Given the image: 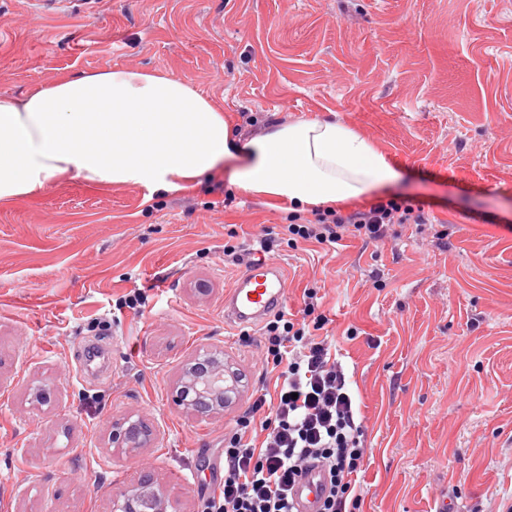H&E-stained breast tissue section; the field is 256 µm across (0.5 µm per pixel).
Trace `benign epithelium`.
Returning a JSON list of instances; mask_svg holds the SVG:
<instances>
[{"instance_id": "1", "label": "benign epithelium", "mask_w": 512, "mask_h": 512, "mask_svg": "<svg viewBox=\"0 0 512 512\" xmlns=\"http://www.w3.org/2000/svg\"><path fill=\"white\" fill-rule=\"evenodd\" d=\"M224 352L215 350L188 363L175 384V400L186 411L200 417L224 412L233 394L224 384ZM112 444L135 455L156 438L144 421L123 418L112 422ZM107 512H180L167 491L145 479L128 484L112 496Z\"/></svg>"}]
</instances>
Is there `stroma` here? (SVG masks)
Listing matches in <instances>:
<instances>
[{"label": "stroma", "mask_w": 512, "mask_h": 512, "mask_svg": "<svg viewBox=\"0 0 512 512\" xmlns=\"http://www.w3.org/2000/svg\"><path fill=\"white\" fill-rule=\"evenodd\" d=\"M172 73L242 136L333 117L404 171L425 224L379 243L290 246L287 215L216 172L153 197L73 176L0 205V512H100L133 479L206 512L224 434L273 388L263 322L224 318L269 234L287 313L314 289L363 415V512H497L512 497V0H0V95L66 74ZM139 290L143 314L117 306ZM223 351L244 388L224 413L174 405L188 360ZM158 438L128 455L115 419Z\"/></svg>", "instance_id": "stroma-1"}]
</instances>
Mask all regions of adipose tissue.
<instances>
[{
  "mask_svg": "<svg viewBox=\"0 0 512 512\" xmlns=\"http://www.w3.org/2000/svg\"><path fill=\"white\" fill-rule=\"evenodd\" d=\"M225 168L232 187L292 212L360 203L401 177L377 143L341 121L277 123L235 138L222 109L169 73L115 67L0 96L2 203L72 173L153 195Z\"/></svg>",
  "mask_w": 512,
  "mask_h": 512,
  "instance_id": "ef3b65f1",
  "label": "adipose tissue"
}]
</instances>
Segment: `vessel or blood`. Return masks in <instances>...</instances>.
Here are the masks:
<instances>
[{"mask_svg":"<svg viewBox=\"0 0 512 512\" xmlns=\"http://www.w3.org/2000/svg\"><path fill=\"white\" fill-rule=\"evenodd\" d=\"M288 301V284L282 268L273 263L248 266L224 296V316L243 326L280 313ZM326 486L319 466L308 467L296 482L298 512H317Z\"/></svg>","mask_w":512,"mask_h":512,"instance_id":"obj_1","label":"vessel or blood"}]
</instances>
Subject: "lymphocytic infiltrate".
<instances>
[{
  "label": "lymphocytic infiltrate",
  "instance_id": "lymphocytic-infiltrate-1",
  "mask_svg": "<svg viewBox=\"0 0 512 512\" xmlns=\"http://www.w3.org/2000/svg\"><path fill=\"white\" fill-rule=\"evenodd\" d=\"M425 221L423 207L391 194L362 211L316 209L308 218L289 216L285 230L291 243L330 248L348 236L379 242L394 225ZM326 323L311 290L304 293L301 319L278 313L266 323L274 393L257 394L225 433L224 477L208 512H297L293 487L313 463L323 467L330 485L319 512H361L356 477L367 450L344 368L322 334ZM260 412L266 436L258 444L251 432Z\"/></svg>",
  "mask_w": 512,
  "mask_h": 512
}]
</instances>
